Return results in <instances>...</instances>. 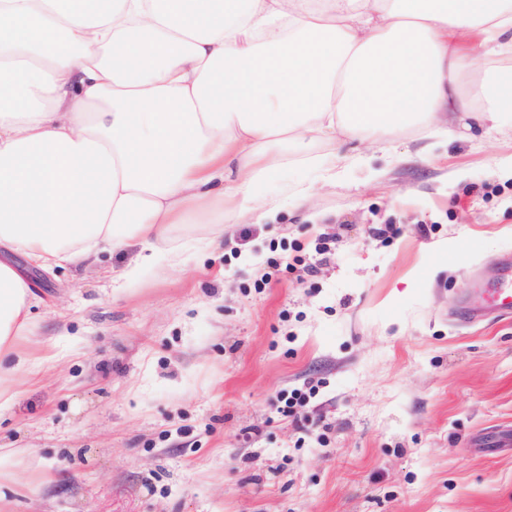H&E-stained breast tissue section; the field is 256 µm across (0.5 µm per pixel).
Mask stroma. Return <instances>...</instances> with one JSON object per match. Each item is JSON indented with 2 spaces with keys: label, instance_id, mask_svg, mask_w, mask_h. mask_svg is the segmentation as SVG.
Wrapping results in <instances>:
<instances>
[{
  "label": "stroma",
  "instance_id": "stroma-1",
  "mask_svg": "<svg viewBox=\"0 0 512 512\" xmlns=\"http://www.w3.org/2000/svg\"><path fill=\"white\" fill-rule=\"evenodd\" d=\"M266 187L313 188L218 247L33 272L51 356L0 412V450L51 465L18 512H512V319L464 297L512 255V125L318 145ZM138 267L135 280L123 279ZM310 391L283 413L282 398Z\"/></svg>",
  "mask_w": 512,
  "mask_h": 512
}]
</instances>
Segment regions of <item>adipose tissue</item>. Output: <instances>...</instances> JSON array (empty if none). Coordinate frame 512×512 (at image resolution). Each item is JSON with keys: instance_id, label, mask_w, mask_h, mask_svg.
I'll list each match as a JSON object with an SVG mask.
<instances>
[{"instance_id": "1", "label": "adipose tissue", "mask_w": 512, "mask_h": 512, "mask_svg": "<svg viewBox=\"0 0 512 512\" xmlns=\"http://www.w3.org/2000/svg\"><path fill=\"white\" fill-rule=\"evenodd\" d=\"M512 0H0V406L41 361L12 260L275 217L318 144L512 122Z\"/></svg>"}]
</instances>
